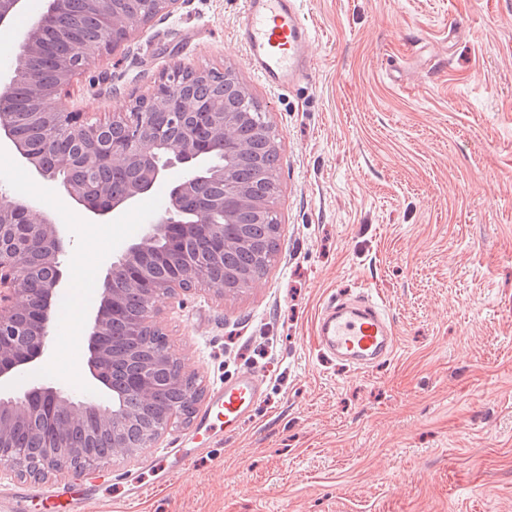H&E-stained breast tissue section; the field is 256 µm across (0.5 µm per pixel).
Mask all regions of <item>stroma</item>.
I'll list each match as a JSON object with an SVG mask.
<instances>
[{
  "instance_id": "1",
  "label": "stroma",
  "mask_w": 512,
  "mask_h": 512,
  "mask_svg": "<svg viewBox=\"0 0 512 512\" xmlns=\"http://www.w3.org/2000/svg\"><path fill=\"white\" fill-rule=\"evenodd\" d=\"M312 77L278 89L246 64L242 0H181L170 15L89 63L69 110L106 118L182 63L233 69L280 145L275 262L253 284L196 289L155 304L186 372L212 391L250 370L261 396L232 434L174 423L135 460L11 488L94 487L95 512H512V0H300ZM0 192L36 184L64 226L60 257L90 248L98 297L113 257L159 213L168 182L99 232L58 184L10 146ZM382 299L393 353L359 367L316 341L329 301ZM83 336L54 345L38 379L95 395ZM169 448L188 465L153 486ZM147 491L135 502L125 480Z\"/></svg>"
}]
</instances>
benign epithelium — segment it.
Instances as JSON below:
<instances>
[{
  "label": "benign epithelium",
  "mask_w": 512,
  "mask_h": 512,
  "mask_svg": "<svg viewBox=\"0 0 512 512\" xmlns=\"http://www.w3.org/2000/svg\"><path fill=\"white\" fill-rule=\"evenodd\" d=\"M27 0H0V25L12 24L26 14ZM180 0H140V9L129 15L117 7L118 0H84L105 33L100 42L84 44L79 53L61 67L60 78L48 85L32 71L31 60L39 55L46 38V19L65 10L68 0H45L43 11L18 32V49L25 65L9 74L0 75V142H9L20 159L38 177L61 180L66 195L91 216L104 223L108 217L120 216L135 201L151 191L166 172H177L161 215L143 225L139 237L128 244L112 262L96 306L88 316L86 339L90 352L92 382L112 392V407L94 401L77 406L54 386H34L16 396L10 392L15 381L45 367L53 348L57 304L65 287L61 269L63 225L55 216L31 201L0 193V469H9L33 478H44L53 472L75 474L93 471L99 461L93 450H76L68 434L83 428L90 434L107 433L112 438L111 456L132 458L139 449L155 445L167 432L173 419L189 422V412L196 411L202 391L189 389L184 395L188 411L178 409L156 424H148L128 405L129 399L146 405L157 393V375L161 367L178 358L167 344L147 356L132 348L126 359L135 368L121 379L110 375V367L118 359L104 345L111 334L112 322L120 306L116 289L110 287L120 277L124 285L143 295V310L129 325L128 334L139 336L156 330L153 324L155 300L174 297L189 290V283L199 270L197 258L184 253L179 268L165 278L153 277L145 256L158 249L166 238L180 241L190 228L209 222V210L224 214V223L211 225L216 244L225 251L230 248H258V244L241 232H230L234 216L240 210H252L261 216L273 210L272 200L260 199L238 183L230 168L202 167L200 161L208 153V142L219 139L224 151L240 159L254 158L250 142L240 136V123L250 117L248 112H231L224 101L215 100L201 106L190 87V79L169 73L162 77L153 91L132 100L124 112H114L108 119H94L86 112L68 109L66 98L73 79L88 61L103 53L115 51L152 21L155 12L172 14ZM25 77L27 91L33 102L42 108L44 127L48 132L60 130L85 142V148L73 155H59L48 170L42 157L21 141L14 130L13 106L17 80ZM119 169L143 166L147 178L131 185L121 196H112L103 185L88 187L69 177L71 170ZM211 178L224 181V197L213 201L203 212L188 213L184 200L193 195L199 184ZM41 268L52 271L38 295L23 287ZM50 414L55 430L44 441L40 461H31L24 449L14 446L13 425L19 420L35 419Z\"/></svg>",
  "instance_id": "1"
}]
</instances>
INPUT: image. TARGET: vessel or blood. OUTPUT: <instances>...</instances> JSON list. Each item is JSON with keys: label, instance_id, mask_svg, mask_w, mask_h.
Instances as JSON below:
<instances>
[{"label": "vessel or blood", "instance_id": "vessel-or-blood-1", "mask_svg": "<svg viewBox=\"0 0 512 512\" xmlns=\"http://www.w3.org/2000/svg\"><path fill=\"white\" fill-rule=\"evenodd\" d=\"M242 40L251 68L276 86L292 85L307 74L311 29L302 16L299 0H243ZM319 345L340 359L367 364L390 355L395 339L379 307L363 302L331 305L317 326ZM256 373H242L226 380L223 389L202 419L204 431L223 423L234 431L248 415L259 393ZM93 497L68 488H49L41 495L43 512H90Z\"/></svg>", "mask_w": 512, "mask_h": 512}]
</instances>
